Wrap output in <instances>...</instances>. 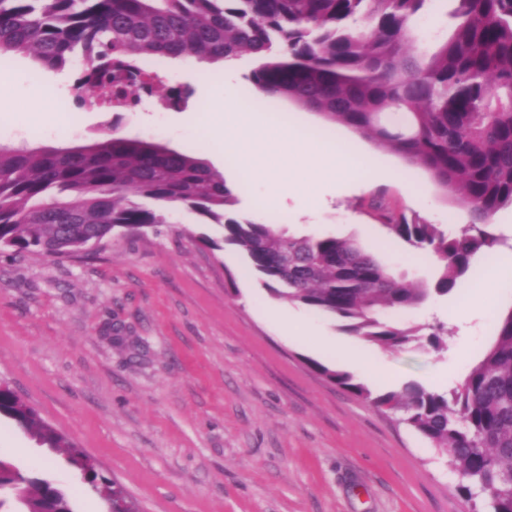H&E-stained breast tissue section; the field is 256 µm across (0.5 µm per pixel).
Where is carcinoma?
Returning a JSON list of instances; mask_svg holds the SVG:
<instances>
[{"mask_svg":"<svg viewBox=\"0 0 512 512\" xmlns=\"http://www.w3.org/2000/svg\"><path fill=\"white\" fill-rule=\"evenodd\" d=\"M428 0H0V57L75 70L86 105L110 89L117 112L137 107L155 75L147 57L267 56L247 79L423 168L469 221L449 235L379 201L382 225L433 255L434 287L411 288L352 239L296 238L277 224L228 216L236 202L203 159L116 132L72 147L0 144V245L16 253L78 255L119 231L168 223L189 208L224 226V242L277 298L333 316L341 330L399 351L445 347L441 324L405 325L388 311L447 295L493 253L495 212L512 205V0H448V36L423 56L408 48ZM316 369L448 453L489 512H512V312L465 382L447 392L410 384L374 392L348 371ZM0 415L68 462L87 457L8 389ZM21 479L20 512H74L51 482L0 459V484Z\"/></svg>","mask_w":512,"mask_h":512,"instance_id":"cac0c4a2","label":"carcinoma"}]
</instances>
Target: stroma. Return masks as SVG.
<instances>
[{
    "instance_id": "35a3bbf8",
    "label": "stroma",
    "mask_w": 512,
    "mask_h": 512,
    "mask_svg": "<svg viewBox=\"0 0 512 512\" xmlns=\"http://www.w3.org/2000/svg\"><path fill=\"white\" fill-rule=\"evenodd\" d=\"M445 0H428L413 24L412 47L431 52L448 31ZM257 60H237L234 90L271 116L261 137L262 165L311 189L267 203L259 177L235 174L216 154L208 164L236 189L232 215L279 224L297 237L353 239L411 285L433 284L440 265L414 257L391 237L373 199L407 217L448 230L467 223L428 174L347 128H327L316 113L254 93L246 76ZM163 88L190 86L185 108L155 95L121 114L103 105L80 110L76 123L45 128L29 122L33 91L57 85L51 107L63 112L73 70H47L31 57L0 62V142L30 148L91 142L112 129L187 150L209 131L201 114L224 90V72L194 59H157ZM342 139L371 160L363 182L312 178L305 157L285 158L282 126ZM219 241L203 245L201 236ZM465 294L432 295L400 310L398 322L443 324L448 348L394 352L367 344L338 321L273 298L247 268L222 225L180 208L168 223L115 235L74 256L0 250V380L121 485L138 512H478L448 455L395 416L382 414L328 381L316 363L332 364L327 340L374 355L385 369L367 378L378 392L407 384L446 392L457 366L472 370L512 309V279L487 289L489 305L465 324L454 317ZM305 324L295 339L277 322ZM0 459L30 478L65 490L75 512H107L93 486L62 456L38 448L11 422L0 423Z\"/></svg>"
}]
</instances>
